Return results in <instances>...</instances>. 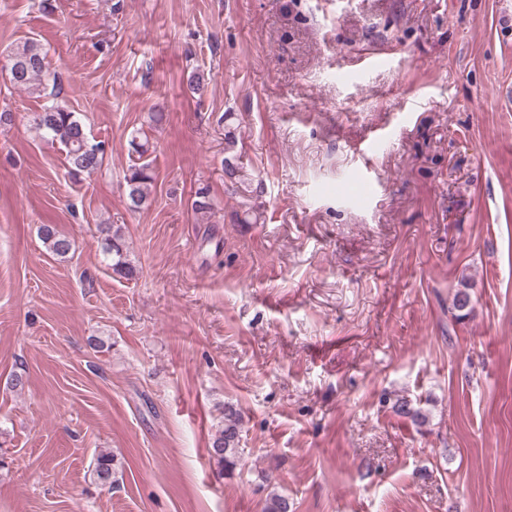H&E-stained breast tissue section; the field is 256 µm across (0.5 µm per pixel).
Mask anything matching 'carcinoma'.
I'll use <instances>...</instances> for the list:
<instances>
[{
  "instance_id": "cac0c4a2",
  "label": "carcinoma",
  "mask_w": 512,
  "mask_h": 512,
  "mask_svg": "<svg viewBox=\"0 0 512 512\" xmlns=\"http://www.w3.org/2000/svg\"><path fill=\"white\" fill-rule=\"evenodd\" d=\"M6 72L14 87L32 94L42 95L47 86L57 85V76L51 72L47 63V50L35 39H27L10 49L6 55ZM210 77L200 69L193 70L188 77V88L194 95L203 96L208 88ZM38 129L51 142L59 143L66 149L69 173L73 176H92L98 172L106 154L105 144L91 139L86 127L75 112L58 103L44 107L43 112L34 118ZM224 151L222 159L224 175L233 183L234 193L239 195L241 205L245 207L243 215L237 217L240 224H257L262 213L251 205L252 200L262 193V181L249 173L235 152L237 139L231 129L224 131ZM129 152L138 156L139 162L129 168L126 181V206L132 212H138L148 206L149 188L156 174L152 161L145 158L148 152V140L141 139L135 132L129 140ZM191 209L207 222L215 216V204L209 186L204 185L195 191ZM103 252L112 256L113 273L132 278L136 274L134 265L128 260L130 247L121 228L112 224L98 225ZM40 237L47 250L56 256L64 257L73 248V241L59 233L54 227L45 225L40 228ZM240 413L231 407L224 408V428L214 436L208 453L221 470L232 472L239 464L243 449L240 448ZM114 458L102 453L95 459L93 477L100 486L112 485Z\"/></svg>"
}]
</instances>
